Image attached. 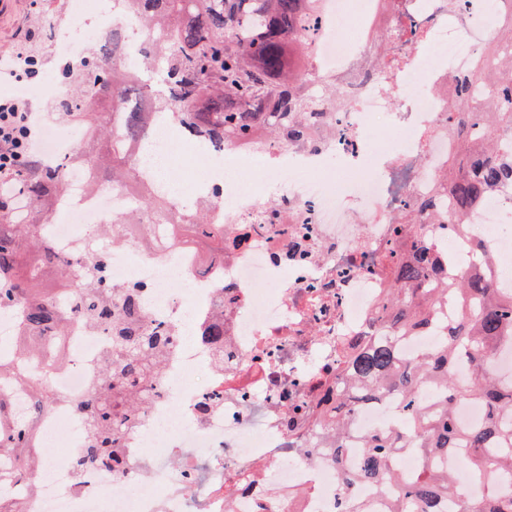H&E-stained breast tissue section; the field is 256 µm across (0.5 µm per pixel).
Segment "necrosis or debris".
<instances>
[{"label":"necrosis or debris","mask_w":512,"mask_h":512,"mask_svg":"<svg viewBox=\"0 0 512 512\" xmlns=\"http://www.w3.org/2000/svg\"><path fill=\"white\" fill-rule=\"evenodd\" d=\"M379 0H318L312 40L319 82L335 83L340 102L325 101L316 142L218 147L174 119L153 121L156 150L140 144L129 160L139 189L95 186L77 159L81 140L43 146L67 169L68 193L48 226L56 253L88 261L109 217L132 208L139 190L182 166L195 180L168 191L171 221L145 218L138 242H113L105 253L115 287L142 286L154 323L172 336L154 397L124 438L126 468L80 470L86 446L80 405L100 378L110 333L73 317L66 363L25 361L56 400L37 417L43 467L0 492L23 498L26 512H390L394 499L373 484H344L325 456L319 411L336 402L355 346L379 335L385 296L400 253L412 242V204L427 199L440 218L439 248L455 252L480 240L497 263L512 258V232L501 218L512 192L496 191L451 236L442 221L446 198L436 189L458 140L448 128L441 89L487 66L485 48L499 39L512 0H398L377 31ZM388 50L368 66L376 40ZM340 163L327 169L329 158ZM206 202L224 231V255L203 261L181 219L189 199ZM176 247H167L169 239ZM224 323V366L214 368L205 333ZM396 399L360 402L343 451L348 472L359 463L361 435L390 427Z\"/></svg>","instance_id":"4bbe7bcc"}]
</instances>
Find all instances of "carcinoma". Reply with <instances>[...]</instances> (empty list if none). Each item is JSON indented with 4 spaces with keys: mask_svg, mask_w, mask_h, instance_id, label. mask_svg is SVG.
Returning <instances> with one entry per match:
<instances>
[{
    "mask_svg": "<svg viewBox=\"0 0 512 512\" xmlns=\"http://www.w3.org/2000/svg\"><path fill=\"white\" fill-rule=\"evenodd\" d=\"M317 0H124L149 35L143 53L142 74L157 68L161 86H146L139 74L115 68L123 50L117 29L102 37L90 53L111 69V84L81 62L77 75L63 73L69 96L55 110L79 116L90 140L78 158L98 182L134 178L126 152L131 142L145 139L148 118L145 101L159 109L173 108L179 120L196 136L216 144L244 139L260 140L266 129L308 140L309 118L318 111L309 83ZM493 86L491 108L472 115L461 109L465 85L482 81L477 71L448 87V124L460 148L448 160L441 191L448 195L456 220L448 232L465 227L463 219L488 193L512 186V142L500 134L512 130V58L500 60L489 75ZM112 96V111L98 105ZM66 193L64 169L33 159L17 175L12 201L0 202V312L19 316L16 341L37 347L53 359L64 355L71 323L65 312L64 288L52 295L41 291L44 272L61 269L80 288L82 313L111 332L102 378L83 406L88 448L74 461L80 469L123 464L125 432L148 406L169 355L171 340L165 329L149 320L139 303L137 287L113 288L105 281L104 263L94 264L96 277L83 281L79 268L59 257L43 233L57 201ZM26 196L27 209L17 206ZM159 219L168 215L161 193L139 201ZM187 223L202 225L201 233L224 242V232L213 229L198 209L186 212ZM413 258L400 263L386 300L391 313L386 335L364 347L347 377L355 386L336 394V406L323 410L319 429L336 437L333 463L342 468L343 440L361 397L396 395L400 421L390 432H370L361 441L357 477L396 495L393 512H441L442 502L456 492L448 471L434 459L459 451L465 461L482 469L492 485L479 500H462L461 512H512V495L499 491L500 481L512 478V381L503 383L489 369L502 348H512V292L495 286L496 262L477 247L461 259L442 252L436 256L427 228H420ZM459 300V314L448 323V344L412 362L402 361L396 346L438 314L448 294ZM20 365L11 355L0 356V393L19 385ZM439 388L438 398L424 404L423 386ZM39 398L30 411L38 415L53 402L43 383L34 384ZM479 399L485 408L482 423L458 428L453 408L461 401ZM410 449L420 460L412 477L400 476L394 455ZM44 457L34 436V420L16 417L0 398V466L19 480L28 479L32 463Z\"/></svg>",
    "mask_w": 512,
    "mask_h": 512,
    "instance_id": "carcinoma-1",
    "label": "carcinoma"
}]
</instances>
